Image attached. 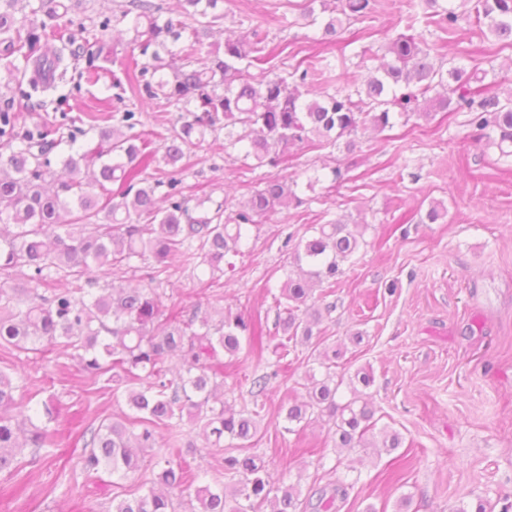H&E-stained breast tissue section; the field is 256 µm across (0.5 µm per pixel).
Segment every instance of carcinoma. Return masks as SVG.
Segmentation results:
<instances>
[{
	"label": "carcinoma",
	"instance_id": "obj_1",
	"mask_svg": "<svg viewBox=\"0 0 512 512\" xmlns=\"http://www.w3.org/2000/svg\"><path fill=\"white\" fill-rule=\"evenodd\" d=\"M183 12L163 15L154 0H128L97 22V32L61 41L54 28L67 16L65 0H0V66L11 76L13 96L0 105V345L26 353L57 347L70 352L82 375L97 382L106 374L126 383L125 400L134 415L113 417L80 434L82 466L89 474L117 479L149 471L137 492L112 498L111 512H337L346 495L341 485L300 499L299 485L273 480L252 453L261 440V409L224 400V357L243 348L261 352L271 334L279 337V363H288V343L315 341L322 378L305 373L307 399L288 400L284 430L295 433L314 413L332 421L335 447L381 446L393 451L402 440L385 432L381 444L370 439L375 409L363 391L374 383L371 370H357L346 402L337 400L344 377L336 375L339 345L314 337L322 322L311 302L315 287L332 288L343 265L365 243L368 225L334 221L312 224L288 256L279 293L275 332L259 315L227 314L217 324L198 312L186 315L181 303L150 286H98L96 276L140 261L153 283L181 263L209 273L218 284L224 258L240 253L249 228L280 208L312 202L298 194L290 175L261 180L235 212L225 201L187 192L183 160L187 150L224 134V153L242 154L245 172L279 168L292 147L325 150L355 148L358 132L382 133L395 119L417 113L466 109L470 124L483 132L500 156L512 157V89L507 96L485 92L474 99L473 83L483 81L464 66L443 69L433 62V47L419 35L399 33L385 47L390 60L363 83L329 91L322 79L330 65L313 63L283 75L266 67L273 50L258 30L224 39L203 60L202 39L224 19L223 0H181ZM424 18L451 34L469 18L482 33L512 45V0H422ZM373 0H304L302 17L318 26L323 42L336 39L344 24L373 11ZM23 13L17 18V13ZM127 23L139 56L125 67L119 90L142 101H158L184 113L176 123L146 136L136 131L138 113L126 110L119 124L98 131L97 141L54 155L58 141L48 122L25 126L15 101L59 111L70 96L46 101L57 88L43 79L48 70L66 74L63 48L82 62L80 77H100V62L111 47L114 25ZM260 70L256 79L252 70ZM14 376L0 369V472L13 467L23 448L52 447L50 423L59 411L50 401L35 409L16 397ZM202 431L211 447L224 449V479L196 487L189 505L175 492L199 478L187 462L184 420ZM162 448L144 468L148 450Z\"/></svg>",
	"mask_w": 512,
	"mask_h": 512
}]
</instances>
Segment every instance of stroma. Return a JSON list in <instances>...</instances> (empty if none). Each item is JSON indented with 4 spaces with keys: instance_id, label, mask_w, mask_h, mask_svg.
Segmentation results:
<instances>
[{
    "instance_id": "stroma-1",
    "label": "stroma",
    "mask_w": 512,
    "mask_h": 512,
    "mask_svg": "<svg viewBox=\"0 0 512 512\" xmlns=\"http://www.w3.org/2000/svg\"><path fill=\"white\" fill-rule=\"evenodd\" d=\"M302 0H224L220 27L238 34L258 29L269 46H281L272 66L289 71L309 57L328 55L348 74L367 75L376 60H361V46L385 47L403 31L406 0H374L372 14L346 27L336 43H317L315 28L300 25ZM436 62L452 61L483 73L486 82L507 90L512 47L462 23L455 37L417 24ZM126 25L113 33V55L103 61L98 82L59 84L71 94L69 116L91 124L111 123L112 75L133 52ZM193 194L226 199L228 208L244 202L269 167L243 174L239 159L225 157L220 144L191 148L185 158ZM344 177L337 188L319 183L314 202L279 210L251 229L240 254L227 255L218 287L205 289L197 274L172 271L160 285L178 296L186 311L212 319L222 312H258L276 320L270 295L288 266L285 239L299 241L308 225L341 220L367 225L365 244L344 265L335 308L320 329L342 344L338 371L353 375L362 367L374 375L368 390L377 429L396 431L397 450L368 448L350 453L335 448L326 419L313 418L297 434L285 433L288 398L304 397L310 348L289 355L290 367L273 379L260 401L264 438L256 452L273 479H286L302 492L345 481L338 512H448L485 500L492 512L512 501V158L486 147L465 111L427 120L411 115L392 130L359 133L354 153L290 149L288 171L306 181L335 167ZM443 202L447 215L425 221L431 202ZM363 341H350L354 333ZM276 357L256 358L241 351L224 369V397L252 402V379L272 371ZM0 368L13 373L22 401L40 404L56 398L60 415L58 445L50 455L18 456L20 473H0V512H109L113 496H127L138 476L111 484L108 475H87L82 449L71 423L98 425L125 410L111 382L85 383L69 355L24 354L0 346ZM401 481H391V472ZM408 507H401L403 496Z\"/></svg>"
}]
</instances>
